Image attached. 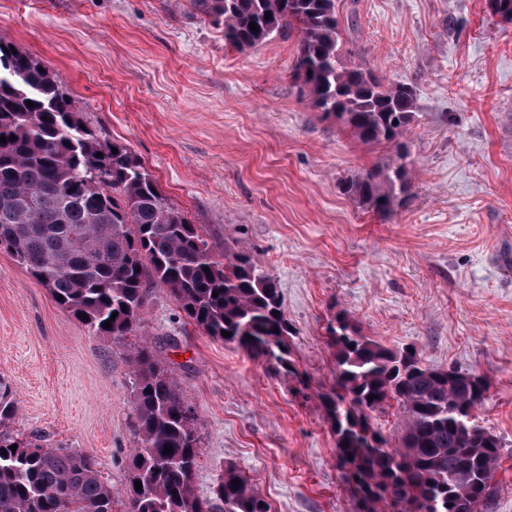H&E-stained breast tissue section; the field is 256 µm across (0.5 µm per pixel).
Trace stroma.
<instances>
[{
    "instance_id": "1",
    "label": "stroma",
    "mask_w": 512,
    "mask_h": 512,
    "mask_svg": "<svg viewBox=\"0 0 512 512\" xmlns=\"http://www.w3.org/2000/svg\"><path fill=\"white\" fill-rule=\"evenodd\" d=\"M346 64L416 89L408 197L343 194L388 147L352 138L291 79L295 37L239 52L191 0H0V33L63 80L101 140L126 144L216 257L281 290L295 373L207 336L166 289L142 313L199 436L195 491L244 474L273 512H358L319 400L339 311L393 349L486 376L476 418L512 456V24L486 0H338ZM134 336H97L0 252V378L13 428L93 455L122 491L135 444Z\"/></svg>"
}]
</instances>
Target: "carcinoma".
Instances as JSON below:
<instances>
[{
  "label": "carcinoma",
  "instance_id": "1",
  "mask_svg": "<svg viewBox=\"0 0 512 512\" xmlns=\"http://www.w3.org/2000/svg\"><path fill=\"white\" fill-rule=\"evenodd\" d=\"M193 3L224 28V44L238 51L297 33L292 78L302 93L354 139L391 148L387 159L345 181L343 192L377 212L391 211L410 193L401 138L415 116V91L344 63L336 0ZM29 100L34 106L26 105ZM1 136L0 249L59 306L75 317L86 314L82 324L90 332L117 340L136 333L141 311L162 287L205 334L278 373L295 370L292 332L274 281L245 252L226 251L217 259L198 225L162 193L143 162L123 143L102 142L62 78L4 34ZM326 332L334 383L319 399L358 512H390L397 502L403 512H485L499 489L497 477L506 472L500 439L472 414L486 399L487 379L476 374L466 380L420 356L412 360L407 351L362 334L342 311ZM130 364L137 426L124 509H115L119 497L91 454L15 436L9 425L15 392L0 378V512H271L234 469L224 472L213 496L196 494L199 445L191 407L155 343L140 339ZM392 401L404 413L401 444L393 449L371 423L372 413ZM167 446L173 452L163 453Z\"/></svg>",
  "mask_w": 512,
  "mask_h": 512
}]
</instances>
